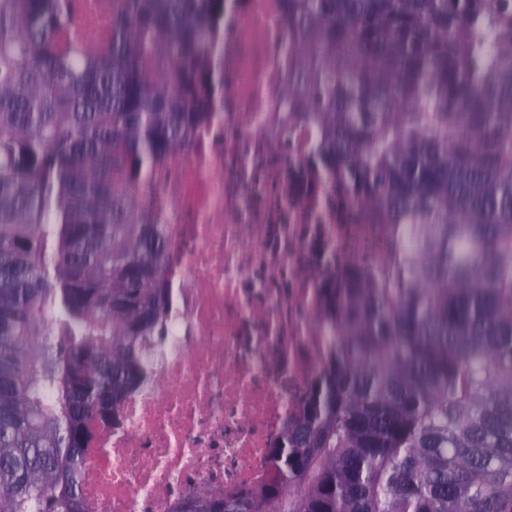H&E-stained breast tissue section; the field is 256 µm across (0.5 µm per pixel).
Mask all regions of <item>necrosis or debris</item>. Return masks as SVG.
<instances>
[{
    "label": "necrosis or debris",
    "mask_w": 512,
    "mask_h": 512,
    "mask_svg": "<svg viewBox=\"0 0 512 512\" xmlns=\"http://www.w3.org/2000/svg\"><path fill=\"white\" fill-rule=\"evenodd\" d=\"M82 38H109L112 0H78ZM222 81L191 152L144 184L171 229V352L94 438L81 489L91 512H176L190 495L236 493L267 476V446L298 411L326 337L321 274L385 273L396 233L356 209L310 162L315 128L294 124L298 47L281 0H224Z\"/></svg>",
    "instance_id": "obj_1"
}]
</instances>
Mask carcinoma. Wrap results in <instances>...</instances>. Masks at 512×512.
Masks as SVG:
<instances>
[{
    "instance_id": "cac0c4a2",
    "label": "carcinoma",
    "mask_w": 512,
    "mask_h": 512,
    "mask_svg": "<svg viewBox=\"0 0 512 512\" xmlns=\"http://www.w3.org/2000/svg\"><path fill=\"white\" fill-rule=\"evenodd\" d=\"M288 105L348 200L400 225L387 275L323 280L331 329L257 491L196 512H512V0H284ZM224 0H0V512H90L92 423L167 340L146 173L214 102ZM82 39L91 45H103L109 38L108 16L111 0H77Z\"/></svg>"
}]
</instances>
